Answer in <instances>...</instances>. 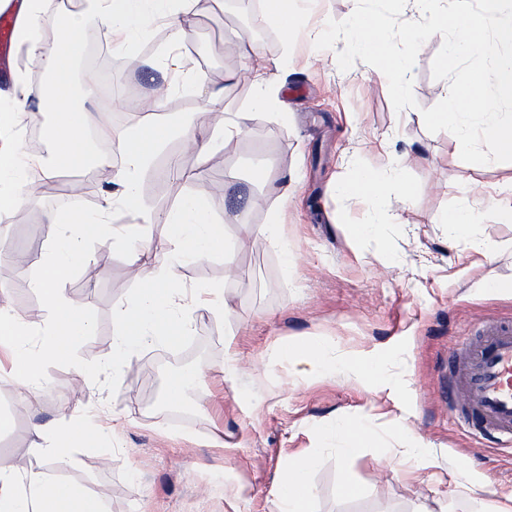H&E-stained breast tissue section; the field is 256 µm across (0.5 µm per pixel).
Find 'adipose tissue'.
Wrapping results in <instances>:
<instances>
[{
    "label": "adipose tissue",
    "mask_w": 512,
    "mask_h": 512,
    "mask_svg": "<svg viewBox=\"0 0 512 512\" xmlns=\"http://www.w3.org/2000/svg\"><path fill=\"white\" fill-rule=\"evenodd\" d=\"M16 34L28 54L37 57L52 84L48 91H37L22 79L13 81V106L0 113V221L9 216L45 179L57 171L88 170L96 158L90 144V124L83 111L72 101L73 70L83 50V31L91 23L107 27L119 46L144 36L146 25L161 22L170 32L172 43H180L192 27V16L176 7L174 0H90L89 10L56 26L55 18L43 0H21L17 12ZM55 26L56 35L45 40L40 30ZM233 80H248L254 90L252 110L235 113L225 122V137L247 131L258 109L278 110L280 100L269 89L270 79L260 56L250 57ZM37 98L38 109L55 114L56 121L48 131L53 145V164L20 153L16 139L9 132L21 125L29 98ZM173 134L181 135L193 152L214 150L215 142L197 139L190 119L168 115L157 122L143 121L127 128L114 140L125 165L114 174L117 191L106 197L97 215L75 212L61 223V231L43 250L38 271L31 280L32 288L41 293L48 316L31 320L6 305H0V343L7 345L13 356L12 376L23 380L26 406H36L50 386L43 364L70 354L92 331L86 309L66 297L61 284L71 268L89 264L85 242L101 238L111 214L127 211L140 213L138 177L160 145ZM334 192L362 198L375 213H383L381 177L372 168L357 170L346 182L336 183ZM166 248L156 268H147L141 250H133L131 265L139 282L134 300L116 309L113 322L117 336L112 350L113 364L131 361L151 344L178 345L189 332V322L180 316L177 301L181 289L178 269L184 263L206 254L223 251L224 228L212 223L203 197L184 199L181 207L166 218ZM41 334L45 340L40 356H32L27 348L30 336ZM35 449L46 464L60 468L70 465L76 448L86 446L91 438L80 421L59 426L54 423L35 427ZM315 464L312 455L290 462L284 469L277 493V512H310L311 489L308 473ZM0 512H107L103 499L84 488L57 482L44 473L25 476L0 467Z\"/></svg>",
    "instance_id": "ef3b65f1"
}]
</instances>
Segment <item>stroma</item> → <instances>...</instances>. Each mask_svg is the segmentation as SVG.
<instances>
[{"instance_id": "35a3bbf8", "label": "stroma", "mask_w": 512, "mask_h": 512, "mask_svg": "<svg viewBox=\"0 0 512 512\" xmlns=\"http://www.w3.org/2000/svg\"><path fill=\"white\" fill-rule=\"evenodd\" d=\"M355 5L314 0L287 49L277 27L244 0H184L194 24L179 56L203 84L189 87L164 70L140 67V60L168 55L169 31L157 24L148 37L112 52L108 113L90 88L86 62L76 65V105L114 131L137 122L121 107L130 90L147 117L191 116L197 138L219 139L200 157L182 151L181 137L169 138L139 183L159 174L176 180L174 196L142 195L152 217L141 226L145 246L163 237L167 215L189 196L204 197L213 222L223 225L228 252L182 265L178 275L188 292L222 288L224 311L196 308L179 347L153 345L113 365L112 315L138 283L124 242L109 234L89 241L91 266L72 269L63 287L86 308L93 331L71 354L45 364L52 393L35 408L23 406L19 382L0 381V464L22 474L45 469L33 447L34 423L64 426L82 416L92 430L117 417L118 436L77 449L71 465L48 471L101 496L108 512H275L284 465L306 454L316 457L308 477L312 512H440L444 505L496 512L512 502V450L467 434L447 397L448 354L458 337L480 322L512 318V223H501L493 202L512 178V162H463L454 135L427 131L422 112L448 86L431 71L441 35L418 54L416 107L400 112L376 68L359 60L346 71L336 66L344 41L315 49L327 20L346 19ZM253 51L272 66L284 113L257 112L246 133L221 141L225 112L249 105L253 94L250 82L226 76L243 69ZM213 88L224 91V112L203 109ZM370 165L386 172L390 217L383 221L361 200L329 191L333 179ZM261 166L268 179H257ZM291 174L299 182L285 204L281 178ZM52 183L55 192L25 200L10 224L0 225V245L38 257L58 232L51 216L95 213L107 195L88 172L64 170ZM465 199L478 222L454 238L442 219ZM280 208L296 256L290 268L279 248L256 234ZM351 224H371L375 232L353 244ZM35 273L32 265L20 271L0 264L9 306L23 297L38 315L41 296L16 285ZM229 336L248 365L235 391L224 386ZM316 341L345 361L382 352L385 387L364 386L351 371L302 373V350ZM193 369L201 380L169 402L171 375ZM341 420L365 425L376 441L342 456L322 435ZM412 431L429 444L434 465L409 461ZM349 481L356 494L346 492Z\"/></svg>"}]
</instances>
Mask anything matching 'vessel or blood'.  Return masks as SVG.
I'll return each instance as SVG.
<instances>
[{"instance_id": "vessel-or-blood-1", "label": "vessel or blood", "mask_w": 512, "mask_h": 512, "mask_svg": "<svg viewBox=\"0 0 512 512\" xmlns=\"http://www.w3.org/2000/svg\"><path fill=\"white\" fill-rule=\"evenodd\" d=\"M457 380L448 390L451 412L471 434L512 443V321L487 322L462 337L449 362Z\"/></svg>"}]
</instances>
